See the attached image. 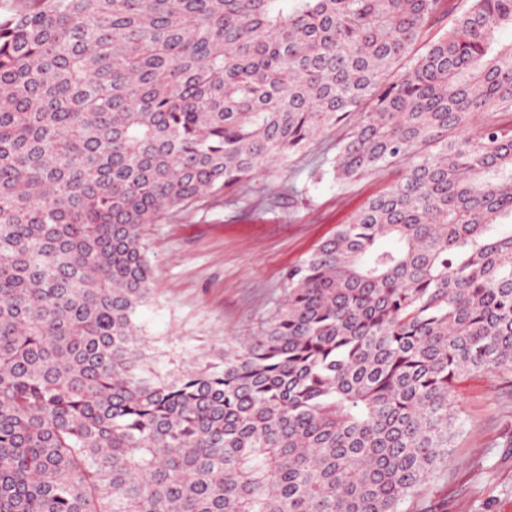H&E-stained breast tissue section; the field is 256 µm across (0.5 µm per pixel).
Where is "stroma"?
Wrapping results in <instances>:
<instances>
[{
	"mask_svg": "<svg viewBox=\"0 0 512 512\" xmlns=\"http://www.w3.org/2000/svg\"><path fill=\"white\" fill-rule=\"evenodd\" d=\"M343 126L287 162L257 171L146 225L151 297L134 316L158 375L214 358L253 336L284 297L288 269L392 181L341 187L332 160ZM463 429L425 503L403 512H512V373L477 374L457 388Z\"/></svg>",
	"mask_w": 512,
	"mask_h": 512,
	"instance_id": "1",
	"label": "stroma"
}]
</instances>
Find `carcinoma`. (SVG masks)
<instances>
[{
    "label": "carcinoma",
    "mask_w": 512,
    "mask_h": 512,
    "mask_svg": "<svg viewBox=\"0 0 512 512\" xmlns=\"http://www.w3.org/2000/svg\"><path fill=\"white\" fill-rule=\"evenodd\" d=\"M0 11V512H400L512 372V0ZM347 123L395 174L258 335L170 377L144 228ZM392 237L398 247L378 245Z\"/></svg>",
    "instance_id": "cac0c4a2"
}]
</instances>
